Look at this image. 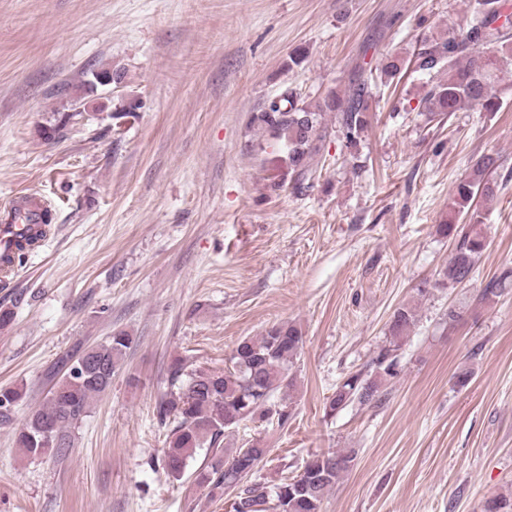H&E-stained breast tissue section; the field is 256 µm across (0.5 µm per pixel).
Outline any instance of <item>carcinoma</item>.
<instances>
[{
	"instance_id": "carcinoma-1",
	"label": "carcinoma",
	"mask_w": 512,
	"mask_h": 512,
	"mask_svg": "<svg viewBox=\"0 0 512 512\" xmlns=\"http://www.w3.org/2000/svg\"><path fill=\"white\" fill-rule=\"evenodd\" d=\"M471 20L446 40L425 38L410 62L414 71L428 77V111L458 112L479 106L498 112L504 102L495 93L502 75L512 71V11L504 0H470ZM407 68L398 54L377 64L362 61L356 68L347 94L328 93L316 103L304 101L296 92L285 90L272 98L253 116L267 141L283 153L286 172L271 183L272 191L285 186V177L299 183L312 172L311 162L329 135L325 116L336 115L343 146L357 157L362 134L368 125V97L371 89L391 87ZM502 164L482 156L469 176L454 191V218L440 226L443 235L457 239L448 261L446 278L458 284L472 278L486 247L484 236L457 224L482 223L481 212L473 206L476 198H494L501 183L512 178V169L498 172ZM512 281L504 271L482 292L483 297L502 293ZM414 308H397L388 326L389 342L375 358V376L358 372L343 379L325 405L332 416L353 402L367 404L379 397L382 380L396 374L397 351L416 325ZM133 337L125 331L112 333L95 345L88 356L89 370L81 376L63 373L52 386L44 404L33 411L15 433V443L30 458L52 456L63 461L74 446L73 430L88 415L96 398L112 384L121 369ZM303 348V334L293 323L274 325L256 338L241 340L230 357L232 366L215 371L191 368L175 358L168 367L169 391L159 401L160 416L170 421L163 455V467L175 479L181 477L197 449L209 448L208 458L198 475L211 493L234 494L233 512H321L329 490L353 461V451L315 456L305 462L303 473L285 479L272 490L257 481L255 474L267 448L260 440L247 441L228 459L219 448L226 432L243 421L285 426L290 418L288 391L294 386L290 370ZM282 393L275 399V393ZM22 393L18 388H0V423H8Z\"/></svg>"
}]
</instances>
